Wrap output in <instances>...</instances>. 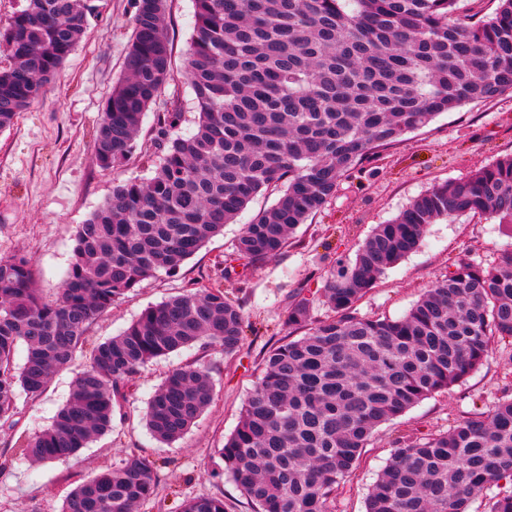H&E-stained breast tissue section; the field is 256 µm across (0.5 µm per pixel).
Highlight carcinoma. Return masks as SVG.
Returning a JSON list of instances; mask_svg holds the SVG:
<instances>
[{
    "instance_id": "1",
    "label": "carcinoma",
    "mask_w": 512,
    "mask_h": 512,
    "mask_svg": "<svg viewBox=\"0 0 512 512\" xmlns=\"http://www.w3.org/2000/svg\"><path fill=\"white\" fill-rule=\"evenodd\" d=\"M186 77L195 129L173 134L175 108L157 114L154 175L118 185L79 225L72 261L53 299L32 261L0 256V426L22 394H41L88 344L86 330L143 280L177 274L258 194L274 204L245 225L232 260L277 256L321 211L341 180L377 150L438 115L512 94V0L486 16L459 0H194ZM168 0H137L124 75L107 99L93 162L124 164L143 117L171 77ZM92 0H26L0 47V131L58 75L89 25ZM512 224V157L438 184L379 224L355 259L325 279L331 311L310 323L304 289L286 323L308 328L264 357L234 432L219 455L256 512H329L376 429L466 380L493 350L512 346V248L484 264L462 258L399 319L358 315L376 280L415 252L428 225L464 214ZM241 303L219 284L147 308L121 335L95 342L71 399L21 448L43 465L77 456L112 426L122 389L149 361L202 344L239 352ZM24 364L14 365L18 347ZM213 400L207 368L173 370L148 404L146 423L172 443ZM512 399L476 407L446 433L399 440L372 485L366 512H512ZM153 463L136 454L77 485L62 512H135L155 491ZM182 512H225L199 496Z\"/></svg>"
}]
</instances>
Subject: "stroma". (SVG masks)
<instances>
[{"label": "stroma", "mask_w": 512, "mask_h": 512, "mask_svg": "<svg viewBox=\"0 0 512 512\" xmlns=\"http://www.w3.org/2000/svg\"><path fill=\"white\" fill-rule=\"evenodd\" d=\"M135 11V0H102L59 76L10 129L0 132V255L31 258L36 285L49 298L62 286L79 225L113 187L152 176L159 154L153 132L156 113L180 104L184 119L179 133L193 128V92L185 77V59L194 3L169 0L171 80L145 115L131 158L109 169L92 160L104 102L123 76ZM511 154L512 94L440 114L380 148L376 161L344 179L335 196L295 229L277 256L254 266L236 265L229 277H222L221 262L233 255L243 226L274 201L269 194L256 196L177 275L160 273L144 280L88 330L93 341L119 335L149 306L220 279L229 296L240 299L250 322L239 353L228 357L217 348L191 346L153 360L127 383L111 430L76 457L33 465L19 455L17 446L47 427L69 399L73 381L85 367L84 358H75L40 396H20L14 425L0 426V512H61L66 496L82 479L100 465L119 464L130 453L152 461L157 478L154 497L139 512H180L184 500L211 495L223 497L226 512H255L225 472L218 450L239 422L265 353L289 333L288 296L305 288L313 299L312 320L323 319V278L337 259L354 258L376 225L392 220L433 185L455 181ZM511 247L512 226L476 215L429 225L419 249L388 269L357 311L368 318H400L458 258L467 255L487 262ZM191 363L208 366L213 403L183 438L159 442L145 423L148 403L172 370ZM511 397L512 349L501 347L464 382L382 425L357 469L337 490L330 512H365L368 491L400 438L447 432L473 408H489Z\"/></svg>", "instance_id": "obj_1"}]
</instances>
